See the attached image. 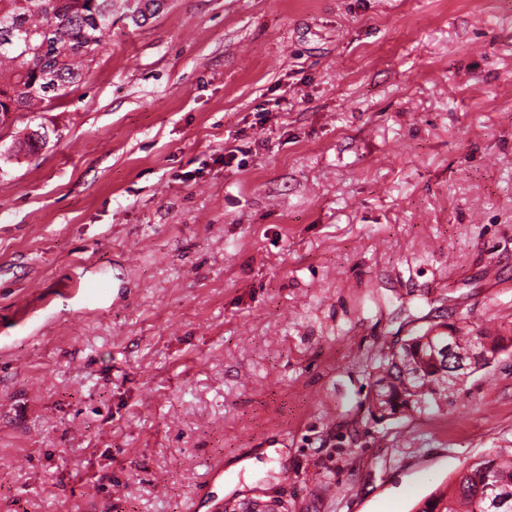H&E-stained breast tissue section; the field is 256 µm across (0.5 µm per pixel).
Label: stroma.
Masks as SVG:
<instances>
[{"mask_svg":"<svg viewBox=\"0 0 512 512\" xmlns=\"http://www.w3.org/2000/svg\"><path fill=\"white\" fill-rule=\"evenodd\" d=\"M112 20L75 92L0 123V319L37 308L0 348V512H415L512 448V348L438 413L364 401L425 315L512 336V7Z\"/></svg>","mask_w":512,"mask_h":512,"instance_id":"35a3bbf8","label":"stroma"}]
</instances>
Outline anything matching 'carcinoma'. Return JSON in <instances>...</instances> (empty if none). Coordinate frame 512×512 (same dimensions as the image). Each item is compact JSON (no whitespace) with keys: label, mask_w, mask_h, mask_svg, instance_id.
Returning a JSON list of instances; mask_svg holds the SVG:
<instances>
[{"label":"carcinoma","mask_w":512,"mask_h":512,"mask_svg":"<svg viewBox=\"0 0 512 512\" xmlns=\"http://www.w3.org/2000/svg\"><path fill=\"white\" fill-rule=\"evenodd\" d=\"M117 0H0V117L11 112H47L89 74V62L112 29ZM135 3L147 21L157 0ZM456 327L430 322L393 350L377 356L369 376L368 412L377 422L420 414L448 403L452 386L466 374L457 354ZM503 336L481 329L471 334L468 363L495 357ZM448 344L450 357H434L432 346ZM416 512H512V452L497 450L464 467L453 487L436 489Z\"/></svg>","instance_id":"obj_1"}]
</instances>
